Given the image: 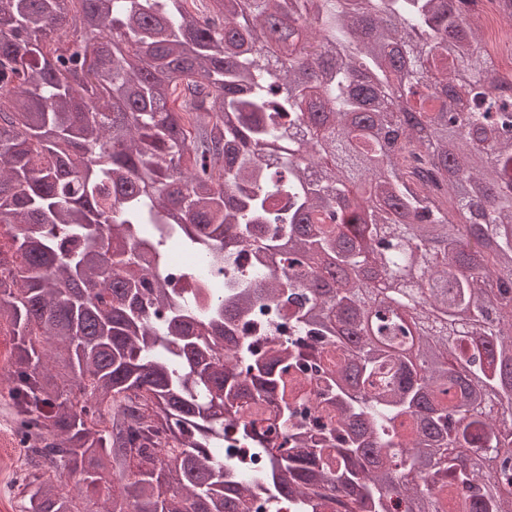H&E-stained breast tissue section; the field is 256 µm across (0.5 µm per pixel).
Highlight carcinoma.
<instances>
[{
    "mask_svg": "<svg viewBox=\"0 0 512 512\" xmlns=\"http://www.w3.org/2000/svg\"><path fill=\"white\" fill-rule=\"evenodd\" d=\"M480 2L0 0L21 512H512V82ZM174 245L256 273L146 287ZM276 300L297 339L234 335ZM251 404L281 420L246 476Z\"/></svg>",
    "mask_w": 512,
    "mask_h": 512,
    "instance_id": "cac0c4a2",
    "label": "carcinoma"
}]
</instances>
